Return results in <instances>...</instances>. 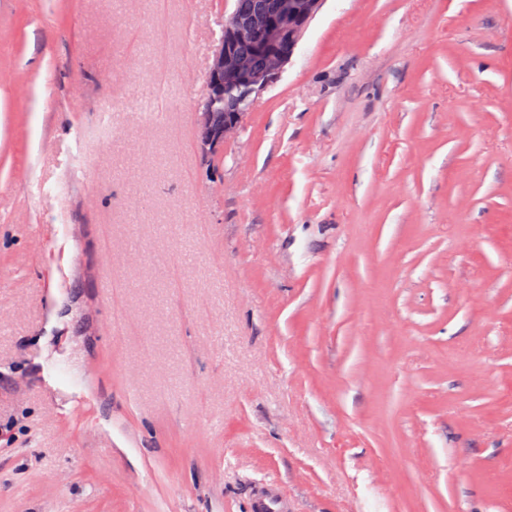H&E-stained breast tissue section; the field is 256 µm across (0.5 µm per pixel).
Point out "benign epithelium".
<instances>
[{"mask_svg":"<svg viewBox=\"0 0 512 512\" xmlns=\"http://www.w3.org/2000/svg\"><path fill=\"white\" fill-rule=\"evenodd\" d=\"M324 2L276 0L274 11L260 25L236 10L225 18L224 37L215 49L206 90L196 107L195 143L203 156L217 154L242 127L256 96L279 78ZM287 35L291 47L286 52L277 49ZM240 40L251 41L263 56L262 69H254L234 50Z\"/></svg>","mask_w":512,"mask_h":512,"instance_id":"1","label":"benign epithelium"}]
</instances>
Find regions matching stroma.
I'll return each instance as SVG.
<instances>
[{"label":"stroma","mask_w":512,"mask_h":512,"mask_svg":"<svg viewBox=\"0 0 512 512\" xmlns=\"http://www.w3.org/2000/svg\"><path fill=\"white\" fill-rule=\"evenodd\" d=\"M234 7L0 0V512H512V0H325L210 159ZM251 512H293L288 497L276 483L254 485L250 497Z\"/></svg>","instance_id":"1"}]
</instances>
